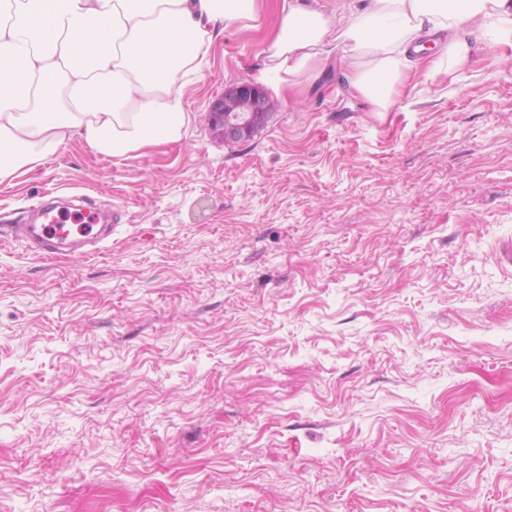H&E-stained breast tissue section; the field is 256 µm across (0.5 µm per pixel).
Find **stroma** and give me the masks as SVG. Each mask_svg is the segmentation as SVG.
<instances>
[{"mask_svg": "<svg viewBox=\"0 0 512 512\" xmlns=\"http://www.w3.org/2000/svg\"><path fill=\"white\" fill-rule=\"evenodd\" d=\"M187 87L179 141L74 138L0 182L101 247L0 244V512H512V69L411 72L375 111L335 63L262 78L257 0ZM274 100L246 143L225 83ZM272 99L258 86L246 81H229L224 92L209 108L212 129L225 142H248L265 124L273 110Z\"/></svg>", "mask_w": 512, "mask_h": 512, "instance_id": "obj_1", "label": "stroma"}]
</instances>
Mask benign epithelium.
<instances>
[{
  "mask_svg": "<svg viewBox=\"0 0 512 512\" xmlns=\"http://www.w3.org/2000/svg\"><path fill=\"white\" fill-rule=\"evenodd\" d=\"M273 110L272 99L261 88L233 80L209 108L212 129L226 142H248Z\"/></svg>",
  "mask_w": 512,
  "mask_h": 512,
  "instance_id": "7a95c632",
  "label": "benign epithelium"
}]
</instances>
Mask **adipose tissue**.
Instances as JSON below:
<instances>
[{"label":"adipose tissue","instance_id":"adipose-tissue-1","mask_svg":"<svg viewBox=\"0 0 512 512\" xmlns=\"http://www.w3.org/2000/svg\"><path fill=\"white\" fill-rule=\"evenodd\" d=\"M254 11L255 0H0V182L77 137L108 156L180 140L185 89ZM431 35L430 69H458L485 42L511 65L512 0H363L332 16L298 0L268 52L273 71L315 73L335 44L352 87L384 112Z\"/></svg>","mask_w":512,"mask_h":512}]
</instances>
